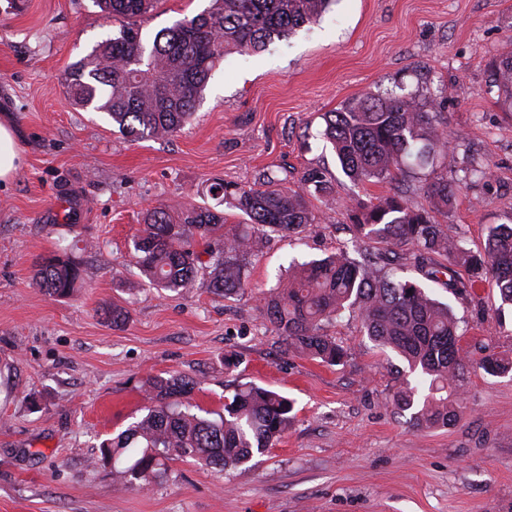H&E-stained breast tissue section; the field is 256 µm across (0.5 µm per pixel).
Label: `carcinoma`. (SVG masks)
Listing matches in <instances>:
<instances>
[{"label":"carcinoma","mask_w":512,"mask_h":512,"mask_svg":"<svg viewBox=\"0 0 512 512\" xmlns=\"http://www.w3.org/2000/svg\"><path fill=\"white\" fill-rule=\"evenodd\" d=\"M332 0H211L210 8L158 31L145 42L138 21L161 0H94L119 24L118 34L100 44L65 75L67 96L76 107L106 113L121 133L138 140L167 138L190 122L210 72L232 55H256L273 39H285L320 18ZM489 85L512 110V49L489 65ZM323 137L343 173L354 182H390L405 173L409 159L431 167L428 205L415 206L400 189L374 201L347 206L354 247L383 244L392 255L411 244L415 267L448 291L467 295L489 278L501 305L512 306V225L490 224L483 250L471 251L448 234L435 214L448 213L454 193L436 163H447L444 132L424 110L416 93L367 92L324 114ZM214 196L241 212L242 224H224V213L206 207L170 213L148 211L133 238V258L148 284L181 293L200 286L227 297L251 287L248 257L267 232L296 233L314 221L306 193L328 192L324 174L305 171L296 188L269 178L261 187L215 181ZM78 243L59 247L34 274L36 287L50 297L71 295L82 280ZM207 256L202 261L201 256ZM347 306L359 312L366 335L398 352L423 375L428 394L416 399L406 388L396 393L399 410L413 423L446 427L460 415V395L469 360L447 305L418 283L381 272L373 259L349 251L289 265L288 275L260 299L262 318L296 351L336 365L347 350L325 332ZM478 367L492 375L512 371V359L489 353ZM192 378L149 375L143 381L144 415L102 444L100 461L126 484L145 487L166 472L167 461L192 459L216 471L237 468L264 453L293 419L287 397L249 384L236 389L222 412H195L184 401Z\"/></svg>","instance_id":"obj_1"}]
</instances>
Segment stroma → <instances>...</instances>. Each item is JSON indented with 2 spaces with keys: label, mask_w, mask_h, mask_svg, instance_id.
Listing matches in <instances>:
<instances>
[{
  "label": "stroma",
  "mask_w": 512,
  "mask_h": 512,
  "mask_svg": "<svg viewBox=\"0 0 512 512\" xmlns=\"http://www.w3.org/2000/svg\"><path fill=\"white\" fill-rule=\"evenodd\" d=\"M211 0H162L141 20L153 38ZM118 32L92 0H0V119L21 150L0 184V512H512V373L478 369L484 349L512 351V311L486 285L456 296L408 256L388 273L451 306L472 364L463 409L448 427L410 422L395 393L417 386L396 352L344 311L326 332L347 351L328 365L299 354L259 314L291 261L351 248L346 207L406 189L426 204L429 172L398 183H352L322 138L323 115L363 93L402 88L435 104L448 141L456 202L439 215L474 251L490 224H512V112L489 88L488 65L512 44V0H334L316 23L212 72L191 125L163 140H131L107 114L69 104L63 75ZM482 167L486 178L467 177ZM323 171L331 191L308 194L315 216L273 234L249 259L251 286L229 298L205 289L157 292L132 261L147 210L217 207L213 180L296 185ZM87 244L83 284L69 298L33 281L58 237ZM128 320L113 326V304ZM193 378L191 403L224 408L237 385L287 396L294 419L244 471L172 460L152 487H123L99 446L142 414L146 375Z\"/></svg>",
  "instance_id": "obj_1"
}]
</instances>
